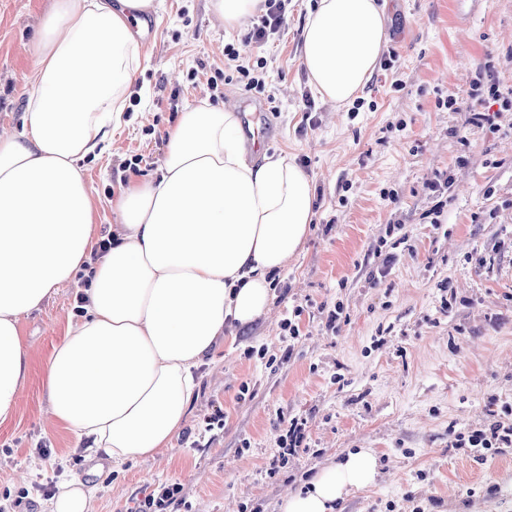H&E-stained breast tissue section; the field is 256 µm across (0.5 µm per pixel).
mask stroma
<instances>
[{
	"label": "stroma",
	"mask_w": 512,
	"mask_h": 512,
	"mask_svg": "<svg viewBox=\"0 0 512 512\" xmlns=\"http://www.w3.org/2000/svg\"><path fill=\"white\" fill-rule=\"evenodd\" d=\"M49 2L0 0V128L21 126ZM314 3L286 0L284 28L259 45L248 42V25L217 19L211 0H154L157 28L141 42L136 79L146 92L109 150L84 163L100 230L131 176L157 173L178 112L203 104L258 113L269 129L262 154L291 155L314 178V222L279 274L272 318L217 345L185 426L151 459L114 470L74 451L48 417L43 387L74 288L28 315L22 335L34 371L0 425V496L17 500L14 512H42L47 493L74 475L95 487L94 512H130L161 480L184 487V504L170 512H279L285 491L360 449L376 452V481L351 489L336 512H512V448L480 464L449 438L512 403V110L496 115L492 132L436 105L468 99L488 69L500 91L512 90V0H387L386 53L360 106L337 113L301 64ZM228 43L248 47L247 61L266 59L264 92L225 69ZM136 154L138 169H123ZM444 179L450 188L427 190ZM378 249L395 257L382 278ZM338 302L347 319L330 332L320 308ZM298 305L300 335L288 353L282 321ZM218 410L223 426L208 428ZM293 418L305 421L308 448L268 476ZM18 471L28 483H16Z\"/></svg>",
	"instance_id": "stroma-1"
}]
</instances>
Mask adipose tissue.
Wrapping results in <instances>:
<instances>
[{"instance_id":"ef3b65f1","label":"adipose tissue","mask_w":512,"mask_h":512,"mask_svg":"<svg viewBox=\"0 0 512 512\" xmlns=\"http://www.w3.org/2000/svg\"><path fill=\"white\" fill-rule=\"evenodd\" d=\"M152 0H52L34 46L20 130L0 133V424L30 374L21 321L87 273L44 371L48 408L76 449L120 467L154 457L184 426L197 371L221 340L269 317L273 275L303 247L314 179L291 156L255 162L237 113L181 112L159 174L131 179L110 203L99 251L81 163L105 150L142 63L133 15ZM301 64L340 108L375 71L387 41L381 0H318L301 32ZM366 450L322 468L281 512H336L350 487L374 483Z\"/></svg>"}]
</instances>
